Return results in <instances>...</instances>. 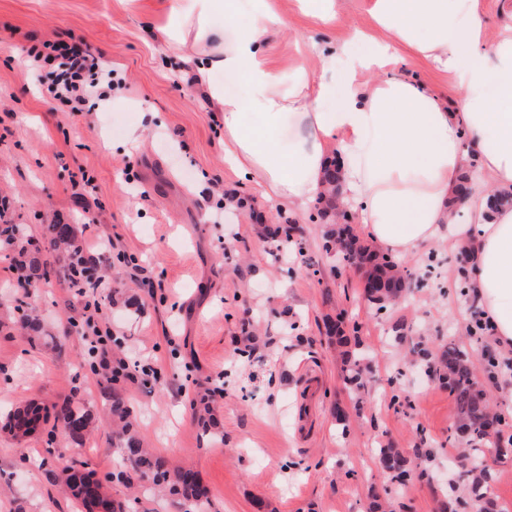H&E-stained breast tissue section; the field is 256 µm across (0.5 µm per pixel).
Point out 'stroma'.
<instances>
[{"label": "stroma", "mask_w": 512, "mask_h": 512, "mask_svg": "<svg viewBox=\"0 0 512 512\" xmlns=\"http://www.w3.org/2000/svg\"><path fill=\"white\" fill-rule=\"evenodd\" d=\"M156 0H0V197L16 224L40 239L46 224H72L94 243L108 282L96 296L102 323L123 341L122 358L154 370L123 383L144 447L169 464L198 471L207 512H475L456 465L464 439L454 432L447 386L411 361L418 341L438 349L455 340L474 353L475 305L461 294L458 252L447 242L400 256L413 275L408 299L377 315L364 298V271L322 248L314 206L283 210L263 185L224 159V131L197 86L188 84L186 47L160 38ZM288 22L273 30L268 56L284 80L296 67L319 74L316 53L293 41L327 45L348 30H372L371 0H343L338 18L313 23L297 0H271ZM91 50L127 86L107 110L69 119L38 92L27 52L47 40ZM93 178L84 184L83 175ZM245 205L219 222L212 183ZM300 232L281 247L262 233L269 218ZM48 257L49 280L16 291L13 252L0 249V415L35 401L53 407L85 399L102 414L111 388L99 358L71 320L85 301ZM43 319L58 346L30 340L15 321L18 301ZM359 324L368 381L352 393L324 321ZM252 336L248 357L239 339ZM212 394L216 428L204 429L191 401ZM400 451L412 477L391 482L377 450ZM71 443L40 431L24 440L0 427V512H83L54 481ZM77 457L113 482L120 456L107 425ZM484 485L498 512H512V458L489 461Z\"/></svg>", "instance_id": "stroma-1"}]
</instances>
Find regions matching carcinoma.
I'll return each mask as SVG.
<instances>
[{
	"label": "carcinoma",
	"instance_id": "carcinoma-1",
	"mask_svg": "<svg viewBox=\"0 0 512 512\" xmlns=\"http://www.w3.org/2000/svg\"><path fill=\"white\" fill-rule=\"evenodd\" d=\"M23 232L21 224H0V245L18 248L16 264L22 272L23 281L33 286L44 277L36 257L30 256L21 243L19 235ZM79 245L78 235L72 224H48L43 233V251L47 254H69ZM324 249L333 252L347 264H366L369 274L385 282V287L376 289L369 301L381 311L401 298L409 284L410 274L386 254L371 249L350 224H338L328 228ZM364 353L346 356V379L356 388L364 387L363 370L360 361ZM413 359L418 362L424 373L434 376L448 384L454 396L456 409L455 422L458 427L468 430V448L463 456L475 461L490 454L497 458L512 453V445L500 438H489L485 429L490 412L488 393L474 380V367L469 353L458 344L450 342L437 352H431L419 343L413 349ZM128 378L124 366L117 363L112 366V393L108 396V413L112 423L117 426L115 432L116 448L120 451L121 466L112 473V480L124 485L147 483L167 493L174 502L184 508V512H206L208 490L197 472L175 466L168 467L159 457L144 448L133 433L131 425V407L119 388L121 380ZM48 415L43 409L30 403L9 410L4 425L17 438H24L47 423ZM54 425L59 426L65 435L75 444H82L93 425V417L80 401H64L53 408ZM379 458L389 460L396 471L392 479L405 476L404 460L398 449L382 447L378 449ZM59 478L68 491L78 499L85 512H96L99 508H112V512H125L129 502L109 496L104 483L86 471L82 480H77L80 471L75 462L61 455Z\"/></svg>",
	"mask_w": 512,
	"mask_h": 512
}]
</instances>
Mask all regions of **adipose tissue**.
<instances>
[{"mask_svg": "<svg viewBox=\"0 0 512 512\" xmlns=\"http://www.w3.org/2000/svg\"><path fill=\"white\" fill-rule=\"evenodd\" d=\"M168 4L161 34L191 45L183 61L222 121L225 160L301 210L325 191L326 156L338 150L341 200L373 243L395 254L440 240L465 250L492 342L512 354V204L485 206L490 191L512 192V27L489 34L478 0H373L388 40L351 30L321 49L320 76L301 68L287 86L266 55L269 31L286 22L265 0L244 22L235 0ZM404 47L455 78L454 106L400 73ZM473 156L481 180L456 199Z\"/></svg>", "mask_w": 512, "mask_h": 512, "instance_id": "obj_1", "label": "adipose tissue"}]
</instances>
